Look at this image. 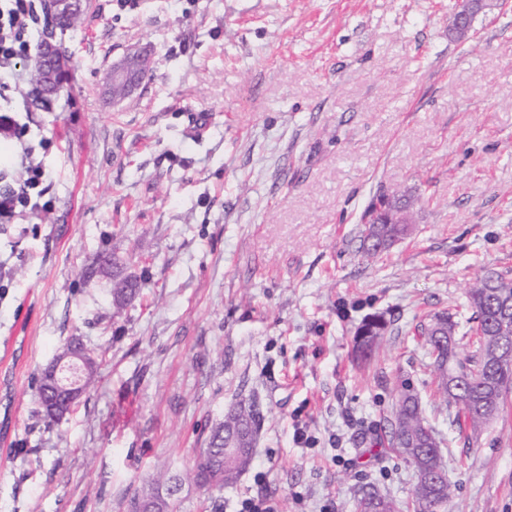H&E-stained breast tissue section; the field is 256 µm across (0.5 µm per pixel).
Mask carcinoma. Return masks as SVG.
<instances>
[{
  "label": "carcinoma",
  "instance_id": "1",
  "mask_svg": "<svg viewBox=\"0 0 512 512\" xmlns=\"http://www.w3.org/2000/svg\"><path fill=\"white\" fill-rule=\"evenodd\" d=\"M391 214L383 224H367L362 231L358 252L374 258L405 236V226L397 223L396 214L410 210L407 198L381 194L365 211L370 216L377 205ZM113 306L120 309L139 293L138 281L129 277L118 280L120 265L112 262ZM468 300L476 322V349L464 358L458 356L462 324L456 314L435 312L420 318L415 324L418 336L427 348L428 366L438 379L445 406L456 408L449 425L458 430L465 427L472 432L481 430L494 419L507 395L512 392V362L499 364L492 358V348L498 344L504 317L512 318V278L489 271L476 276L468 291ZM387 322L381 316L366 320L356 331L351 351L358 362H367L380 349ZM259 413L254 403L240 401L232 405L209 437L214 456L223 457L224 448L240 432H256ZM378 445L402 457L417 471H442V438L430 424L419 393L411 383L403 380L393 388V404L389 418V431ZM252 457L230 458L217 461L210 472L215 490L235 485L239 476L251 464ZM376 500L377 512H399L394 501L375 489L364 490L355 500V512H363L366 498ZM156 503L159 512H175V502L161 500L159 492L142 489L130 498L129 512H136L137 500ZM451 491L446 479L415 484L410 512H451Z\"/></svg>",
  "mask_w": 512,
  "mask_h": 512
}]
</instances>
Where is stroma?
<instances>
[{"label": "stroma", "instance_id": "35a3bbf8", "mask_svg": "<svg viewBox=\"0 0 512 512\" xmlns=\"http://www.w3.org/2000/svg\"><path fill=\"white\" fill-rule=\"evenodd\" d=\"M453 3L88 0L56 37L54 111L28 110L17 66L0 147L13 174L42 163L52 206L0 219V512H128L162 475L179 512H212L194 458L249 399L253 461L223 512L261 487L275 512H350L368 487L404 504L415 472L376 446L402 380L445 440L452 512H512V397L480 433L450 429L414 334L471 317L476 275L512 276V0H485L463 40ZM135 46L152 74L105 106ZM394 189L415 223L365 259L361 216ZM104 256L141 283L120 310ZM379 313L384 349L355 365ZM74 338L98 380L50 425L36 387ZM387 322L382 316H373L366 320L356 331L351 351L357 362H367L380 349Z\"/></svg>", "mask_w": 512, "mask_h": 512}]
</instances>
